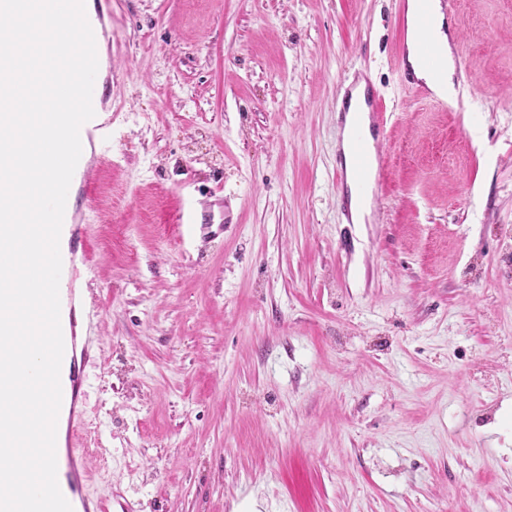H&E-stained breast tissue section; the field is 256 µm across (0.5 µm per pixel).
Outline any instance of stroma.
<instances>
[{"instance_id":"obj_1","label":"stroma","mask_w":512,"mask_h":512,"mask_svg":"<svg viewBox=\"0 0 512 512\" xmlns=\"http://www.w3.org/2000/svg\"><path fill=\"white\" fill-rule=\"evenodd\" d=\"M398 19L399 0H112L80 280L104 512H512V0L448 17L459 112L406 81ZM359 78L386 169L350 224L336 104Z\"/></svg>"}]
</instances>
